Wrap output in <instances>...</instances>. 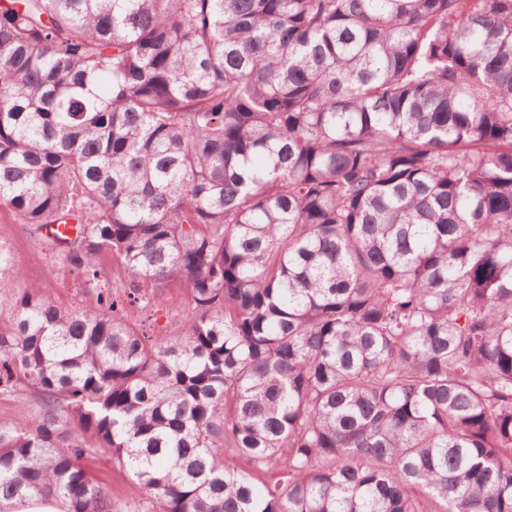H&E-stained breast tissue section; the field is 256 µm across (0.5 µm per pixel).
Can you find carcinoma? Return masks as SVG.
Wrapping results in <instances>:
<instances>
[{"mask_svg": "<svg viewBox=\"0 0 512 512\" xmlns=\"http://www.w3.org/2000/svg\"><path fill=\"white\" fill-rule=\"evenodd\" d=\"M0 207V512H512V0H0ZM0 241L9 245L15 264L23 272L21 279L0 290L3 305L11 301L15 292L31 284L38 285L45 297L64 306L78 309L95 302L96 294L83 288L77 272L52 256L42 233L6 208L0 209ZM191 307L189 290L186 288H165L151 312L127 306L124 316L132 324L151 334H166L183 319ZM38 410L37 398L31 394L0 395V424L32 417ZM89 466L112 499V512H151L153 507L145 493L135 484L126 470L112 462L110 455H102Z\"/></svg>", "mask_w": 512, "mask_h": 512, "instance_id": "obj_1", "label": "carcinoma"}]
</instances>
